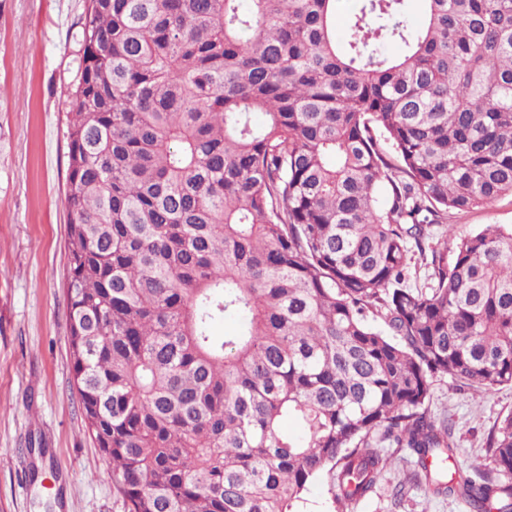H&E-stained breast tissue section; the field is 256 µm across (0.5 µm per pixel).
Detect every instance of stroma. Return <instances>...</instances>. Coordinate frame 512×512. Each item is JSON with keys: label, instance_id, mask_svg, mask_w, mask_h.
<instances>
[{"label": "stroma", "instance_id": "35a3bbf8", "mask_svg": "<svg viewBox=\"0 0 512 512\" xmlns=\"http://www.w3.org/2000/svg\"><path fill=\"white\" fill-rule=\"evenodd\" d=\"M89 0H0V512H123L112 469L85 430L69 341L67 142ZM456 236L512 225V197L451 215ZM431 414L451 419L455 461L485 456L512 387L477 394L446 375ZM380 477L355 512H466L414 482L413 459Z\"/></svg>", "mask_w": 512, "mask_h": 512}]
</instances>
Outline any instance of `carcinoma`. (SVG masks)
<instances>
[{"label": "carcinoma", "mask_w": 512, "mask_h": 512, "mask_svg": "<svg viewBox=\"0 0 512 512\" xmlns=\"http://www.w3.org/2000/svg\"><path fill=\"white\" fill-rule=\"evenodd\" d=\"M90 2L70 344L124 512H302L322 475L348 512L387 448L512 512V413L449 476L428 411L512 386V226L429 232L512 195V0H354L342 39L338 0Z\"/></svg>", "instance_id": "obj_1"}]
</instances>
